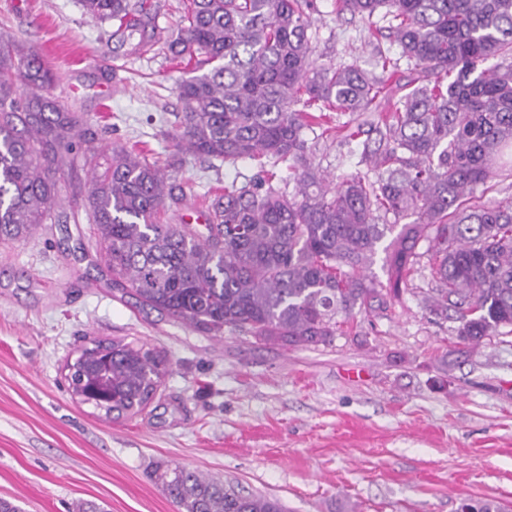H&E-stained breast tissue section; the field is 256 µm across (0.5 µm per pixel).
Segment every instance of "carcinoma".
Returning <instances> with one entry per match:
<instances>
[{
	"instance_id": "obj_1",
	"label": "carcinoma",
	"mask_w": 512,
	"mask_h": 512,
	"mask_svg": "<svg viewBox=\"0 0 512 512\" xmlns=\"http://www.w3.org/2000/svg\"><path fill=\"white\" fill-rule=\"evenodd\" d=\"M368 31L387 22L393 58L373 45L374 70L318 66L313 0H187L169 57L194 63L176 86L180 111L169 137L177 153L260 167L286 162L298 175L289 197L269 181L213 194L201 230L167 224L183 200L166 168L115 143L104 155L88 120L50 93L55 76L34 52L0 39V243L22 242L54 215L59 174L83 160L84 206L110 286L202 332L259 343L319 346L342 324L409 287L422 254L436 282L430 312L457 322L477 348L512 327V199L468 204L474 186L512 172V0H336ZM85 13L117 21L131 52L154 36L143 0H82ZM417 77L361 142L360 172L336 187L307 155L303 130L329 112H374L400 59ZM28 86L19 92L18 82ZM304 109L297 110L298 102ZM391 214L410 222L395 229ZM387 283L366 274L379 244ZM166 374L153 349L114 341L83 353L73 382L107 419L139 412ZM154 481L180 512H284L273 496L174 465Z\"/></svg>"
}]
</instances>
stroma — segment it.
Listing matches in <instances>:
<instances>
[{"label":"stroma","mask_w":512,"mask_h":512,"mask_svg":"<svg viewBox=\"0 0 512 512\" xmlns=\"http://www.w3.org/2000/svg\"><path fill=\"white\" fill-rule=\"evenodd\" d=\"M115 22L80 0H0V32L37 52L54 93L89 118L97 146L142 141L171 169L185 201L166 213L194 224L209 191L245 183L252 161L173 163L165 132L185 75L161 46L133 55ZM317 63L373 68L367 30L314 0ZM304 133L331 183L359 171L357 122ZM82 163L66 169L55 210L28 241L0 243V499L21 512H179L155 484L158 465H181L280 499L288 512H458L462 498L512 512V334L459 352L453 322L425 309L434 288L421 257L388 310L361 314L327 346L258 344L215 336L144 308L106 286L86 219ZM147 344L167 360L152 402L107 420L67 389V366L93 340Z\"/></svg>","instance_id":"1"}]
</instances>
